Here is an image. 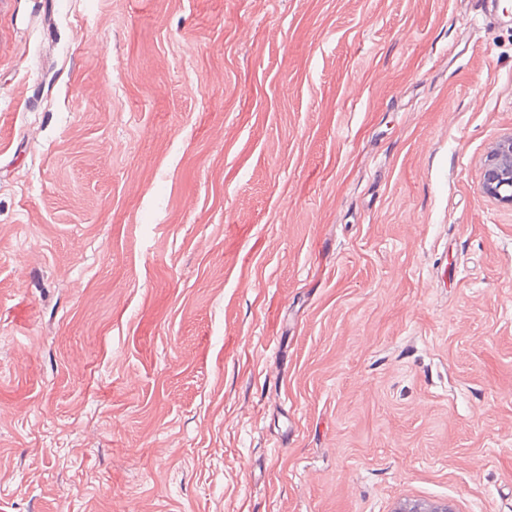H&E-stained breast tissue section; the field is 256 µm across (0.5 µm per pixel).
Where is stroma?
<instances>
[{
	"label": "stroma",
	"instance_id": "1",
	"mask_svg": "<svg viewBox=\"0 0 512 512\" xmlns=\"http://www.w3.org/2000/svg\"><path fill=\"white\" fill-rule=\"evenodd\" d=\"M511 135L479 0H0V512H512ZM484 195L512 206V136L500 140L483 165Z\"/></svg>",
	"mask_w": 512,
	"mask_h": 512
}]
</instances>
